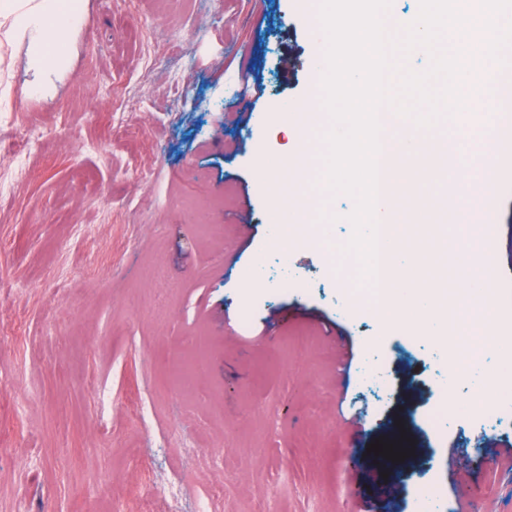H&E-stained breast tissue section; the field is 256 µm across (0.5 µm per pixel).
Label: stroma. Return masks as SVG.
I'll return each mask as SVG.
<instances>
[{"instance_id":"35a3bbf8","label":"stroma","mask_w":512,"mask_h":512,"mask_svg":"<svg viewBox=\"0 0 512 512\" xmlns=\"http://www.w3.org/2000/svg\"><path fill=\"white\" fill-rule=\"evenodd\" d=\"M318 7L87 0L70 65L42 95L25 46L0 43V512H417L432 488L448 512H512V424L493 406L456 412L476 389H443L446 345L371 309L336 314L357 285L343 251L355 201L323 182ZM284 107L318 113L304 142ZM32 127L45 135L31 143ZM458 130L454 115L426 130L457 151L413 185L422 209L469 205ZM300 146L310 236L284 268L268 171ZM491 179L499 305L512 160ZM473 234L435 232L467 282ZM373 352L391 358L390 398L357 382ZM378 440L408 451L391 493L350 469Z\"/></svg>"}]
</instances>
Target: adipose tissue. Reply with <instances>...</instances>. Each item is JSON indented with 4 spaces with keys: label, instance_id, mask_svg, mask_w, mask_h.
Segmentation results:
<instances>
[{
    "label": "adipose tissue",
    "instance_id": "adipose-tissue-1",
    "mask_svg": "<svg viewBox=\"0 0 512 512\" xmlns=\"http://www.w3.org/2000/svg\"><path fill=\"white\" fill-rule=\"evenodd\" d=\"M85 10L86 0H0V35L7 42L25 45L33 93L45 92L53 77L67 70L68 38L80 27ZM307 166L306 154L300 150L271 177L272 200L290 209L297 219L289 228L295 238L306 232L305 205L298 185Z\"/></svg>",
    "mask_w": 512,
    "mask_h": 512
}]
</instances>
